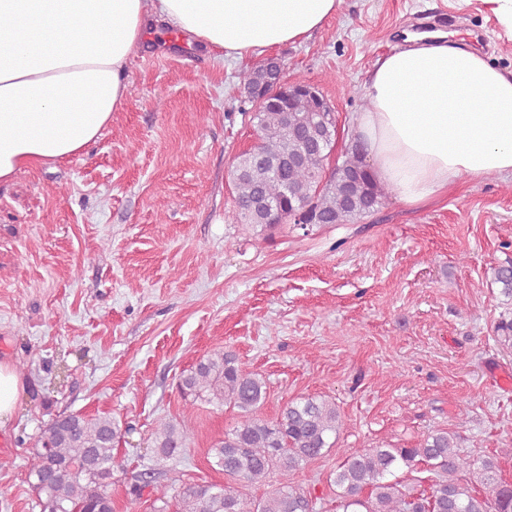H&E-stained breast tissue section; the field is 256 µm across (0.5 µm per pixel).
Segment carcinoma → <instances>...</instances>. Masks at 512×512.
Instances as JSON below:
<instances>
[{
  "label": "carcinoma",
  "instance_id": "carcinoma-1",
  "mask_svg": "<svg viewBox=\"0 0 512 512\" xmlns=\"http://www.w3.org/2000/svg\"><path fill=\"white\" fill-rule=\"evenodd\" d=\"M272 74L256 66L243 74L247 88L269 89ZM256 143L241 152L231 169L234 205L226 222L262 232L292 222L346 224L375 212L387 196L368 172L360 170L358 138L336 166L335 179L321 183L323 168L335 151L338 127L318 100L305 95L293 103L255 104ZM492 281L512 298V262L491 268ZM177 387L186 411L197 402L230 406L238 419L211 448L213 465L224 472L222 484L175 486L145 482L154 512H319L318 497L290 482V476L334 447L343 426L335 402L300 397L267 419L266 382L222 351L196 362ZM120 427L109 416L70 414L45 423L36 439L29 477L41 512H112L114 444ZM158 454L177 457L190 434L180 423L163 422L153 433ZM428 472L427 487L403 490L395 471ZM80 477L75 478L72 473ZM278 473L282 482L260 498L243 493ZM336 512H512V485L498 461L475 457L445 430L428 434L413 448H367L350 453L336 466Z\"/></svg>",
  "mask_w": 512,
  "mask_h": 512
}]
</instances>
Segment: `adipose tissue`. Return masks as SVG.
Listing matches in <instances>:
<instances>
[{
    "label": "adipose tissue",
    "instance_id": "ef3b65f1",
    "mask_svg": "<svg viewBox=\"0 0 512 512\" xmlns=\"http://www.w3.org/2000/svg\"><path fill=\"white\" fill-rule=\"evenodd\" d=\"M342 0H0V184L81 154L127 94L126 65L171 27L216 59L295 44ZM94 41H86V32ZM356 117L370 171L417 206L460 178L512 175V72L442 32L377 60Z\"/></svg>",
    "mask_w": 512,
    "mask_h": 512
}]
</instances>
